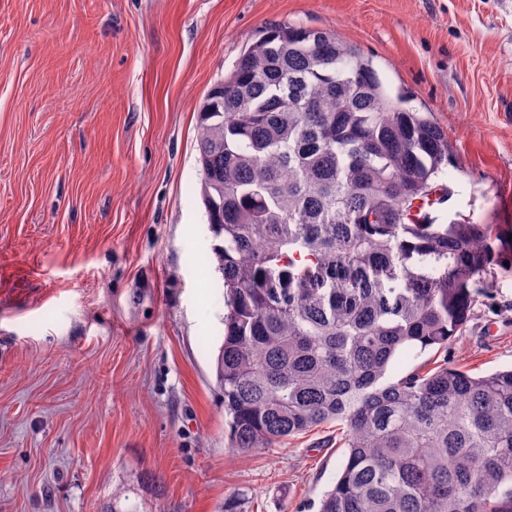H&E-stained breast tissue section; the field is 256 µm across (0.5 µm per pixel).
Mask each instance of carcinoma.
I'll use <instances>...</instances> for the list:
<instances>
[{"mask_svg":"<svg viewBox=\"0 0 512 512\" xmlns=\"http://www.w3.org/2000/svg\"><path fill=\"white\" fill-rule=\"evenodd\" d=\"M334 32L269 24L198 110L227 446L336 428L319 512H512V367L448 356L512 247L437 224L447 135ZM434 358L396 381L395 357Z\"/></svg>","mask_w":512,"mask_h":512,"instance_id":"obj_1","label":"carcinoma"}]
</instances>
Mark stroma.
I'll return each instance as SVG.
<instances>
[{"label": "stroma", "instance_id": "stroma-1", "mask_svg": "<svg viewBox=\"0 0 512 512\" xmlns=\"http://www.w3.org/2000/svg\"><path fill=\"white\" fill-rule=\"evenodd\" d=\"M337 33L448 135L438 223L512 233V0H0V512H316L342 449L224 439L199 105L267 24ZM455 357L512 366V269Z\"/></svg>", "mask_w": 512, "mask_h": 512}]
</instances>
